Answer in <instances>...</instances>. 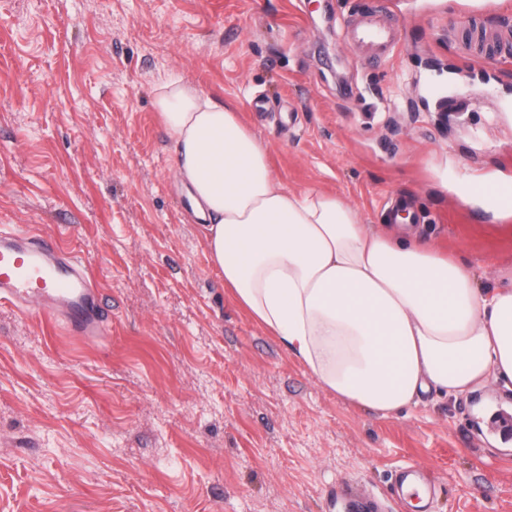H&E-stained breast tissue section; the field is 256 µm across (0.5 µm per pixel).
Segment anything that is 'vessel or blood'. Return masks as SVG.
Listing matches in <instances>:
<instances>
[{"label":"vessel or blood","instance_id":"1","mask_svg":"<svg viewBox=\"0 0 512 512\" xmlns=\"http://www.w3.org/2000/svg\"><path fill=\"white\" fill-rule=\"evenodd\" d=\"M349 37L379 58H391L398 49L395 29L366 14L353 22ZM0 302L39 319L64 323L73 335L89 340L109 333L84 269L62 255L53 238L26 228L0 232Z\"/></svg>","mask_w":512,"mask_h":512}]
</instances>
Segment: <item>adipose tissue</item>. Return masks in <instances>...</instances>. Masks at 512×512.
<instances>
[{
  "instance_id": "obj_1",
  "label": "adipose tissue",
  "mask_w": 512,
  "mask_h": 512,
  "mask_svg": "<svg viewBox=\"0 0 512 512\" xmlns=\"http://www.w3.org/2000/svg\"><path fill=\"white\" fill-rule=\"evenodd\" d=\"M155 105L210 262L322 387L385 415L423 393L512 391V282L480 287L465 259L288 190L237 112L181 80L161 82Z\"/></svg>"
}]
</instances>
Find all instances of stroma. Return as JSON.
I'll return each mask as SVG.
<instances>
[{"label": "stroma", "mask_w": 512, "mask_h": 512, "mask_svg": "<svg viewBox=\"0 0 512 512\" xmlns=\"http://www.w3.org/2000/svg\"><path fill=\"white\" fill-rule=\"evenodd\" d=\"M400 32L370 61L344 21ZM512 0H0V229L83 260L111 333L0 303V512H512V402L423 395L382 415L328 391L210 262L154 105L178 76L231 104L289 190L433 244L493 288L512 216L462 194L512 183ZM416 217L393 221L390 199ZM430 471L429 505L391 498Z\"/></svg>", "instance_id": "1"}]
</instances>
